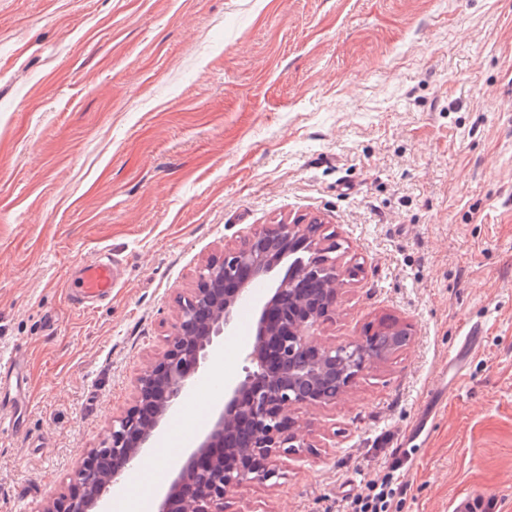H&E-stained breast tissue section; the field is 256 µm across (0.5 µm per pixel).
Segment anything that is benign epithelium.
<instances>
[{
	"label": "benign epithelium",
	"instance_id": "obj_1",
	"mask_svg": "<svg viewBox=\"0 0 512 512\" xmlns=\"http://www.w3.org/2000/svg\"><path fill=\"white\" fill-rule=\"evenodd\" d=\"M338 248L308 224H265L203 265L179 297L166 348L136 378L134 405L112 418L105 445L81 461L74 489L47 500L41 512H108L107 494L132 474L194 375L234 332L249 281L290 257L287 277L259 307L244 378L224 388V407L173 469L152 512H224V497L278 477L273 462L298 439L295 413L336 402L386 357L365 339L336 345L320 336L344 289L332 257Z\"/></svg>",
	"mask_w": 512,
	"mask_h": 512
}]
</instances>
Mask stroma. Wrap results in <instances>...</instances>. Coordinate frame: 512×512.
I'll return each instance as SVG.
<instances>
[{"label":"stroma","instance_id":"1","mask_svg":"<svg viewBox=\"0 0 512 512\" xmlns=\"http://www.w3.org/2000/svg\"><path fill=\"white\" fill-rule=\"evenodd\" d=\"M315 217L349 272L322 339H411L301 410L278 478L224 512H343L395 448L397 512H512V0H0V358L27 381L0 512L67 492L208 260ZM97 256L120 281L88 309ZM286 272L238 308L196 408L244 377Z\"/></svg>","mask_w":512,"mask_h":512}]
</instances>
